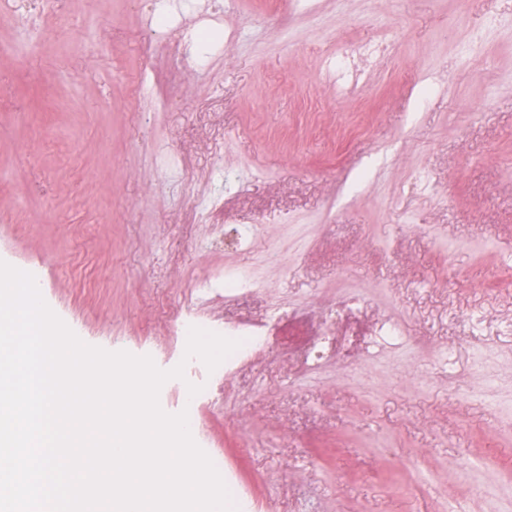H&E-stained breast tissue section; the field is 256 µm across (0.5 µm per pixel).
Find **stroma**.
I'll return each mask as SVG.
<instances>
[{"instance_id": "obj_1", "label": "stroma", "mask_w": 512, "mask_h": 512, "mask_svg": "<svg viewBox=\"0 0 512 512\" xmlns=\"http://www.w3.org/2000/svg\"><path fill=\"white\" fill-rule=\"evenodd\" d=\"M170 2L153 38L145 0H0V260L164 370L168 311L213 275L244 291L205 317L279 307V336L358 297L337 333L389 318L403 350L214 376L208 456L250 512H512V0Z\"/></svg>"}]
</instances>
